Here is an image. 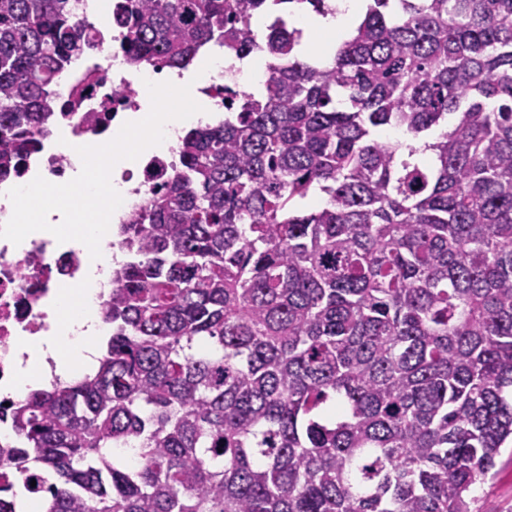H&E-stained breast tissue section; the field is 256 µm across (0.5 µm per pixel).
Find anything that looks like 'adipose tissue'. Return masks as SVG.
I'll list each match as a JSON object with an SVG mask.
<instances>
[{"label": "adipose tissue", "instance_id": "ef3b65f1", "mask_svg": "<svg viewBox=\"0 0 512 512\" xmlns=\"http://www.w3.org/2000/svg\"><path fill=\"white\" fill-rule=\"evenodd\" d=\"M362 2L338 0L339 11L333 16L314 13L294 15L295 24L317 45V60H331L337 46L349 38L355 19L362 9ZM266 64V58L259 54L239 60L214 51L205 61L183 74L163 72L157 78L158 83L184 96L182 106L129 117L126 127L116 132L117 137L126 141L124 153L112 155L104 151L80 160L76 170L66 174L63 185L52 186V193L60 201L56 208L33 215L15 207L11 194L1 195L0 204L6 209L1 219L8 224L34 220L46 224L70 223L71 212L65 204L69 195L78 192L87 197L93 195L96 178L103 175L106 169L111 168L118 173L122 168L134 167L144 157L165 152L182 130L211 122L216 107L207 98L194 95V88L208 83L224 69H240L258 78L264 75ZM57 315L56 333L40 339L39 351L41 355L53 357L60 372L69 379L74 369L95 365L98 353L93 340L101 332L102 321L78 290L63 292Z\"/></svg>", "mask_w": 512, "mask_h": 512}]
</instances>
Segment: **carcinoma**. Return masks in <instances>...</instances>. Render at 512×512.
Listing matches in <instances>:
<instances>
[{"label": "carcinoma", "mask_w": 512, "mask_h": 512, "mask_svg": "<svg viewBox=\"0 0 512 512\" xmlns=\"http://www.w3.org/2000/svg\"><path fill=\"white\" fill-rule=\"evenodd\" d=\"M303 3L335 11L117 0L128 64L261 54L263 92L117 226L96 370L0 406V512H474L512 444V0H367L327 65ZM85 48L73 0H0V176Z\"/></svg>", "instance_id": "carcinoma-1"}]
</instances>
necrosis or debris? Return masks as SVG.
Here are the masks:
<instances>
[{
    "mask_svg": "<svg viewBox=\"0 0 512 512\" xmlns=\"http://www.w3.org/2000/svg\"><path fill=\"white\" fill-rule=\"evenodd\" d=\"M112 0H75L76 23L91 42L90 57L74 63L55 84L61 107L55 122L35 132L37 148L4 186L37 194L74 169L75 151L112 136L132 114L145 112L144 88L115 69L121 28L113 19ZM180 162L179 147L122 169L133 183L122 223H130L171 181ZM89 258L75 242L58 240L45 224H16L11 239L0 236V401L16 398V385L31 367L39 338L55 329V307L62 285L78 286Z\"/></svg>",
    "mask_w": 512,
    "mask_h": 512,
    "instance_id": "necrosis-or-debris-1",
    "label": "necrosis or debris"
}]
</instances>
